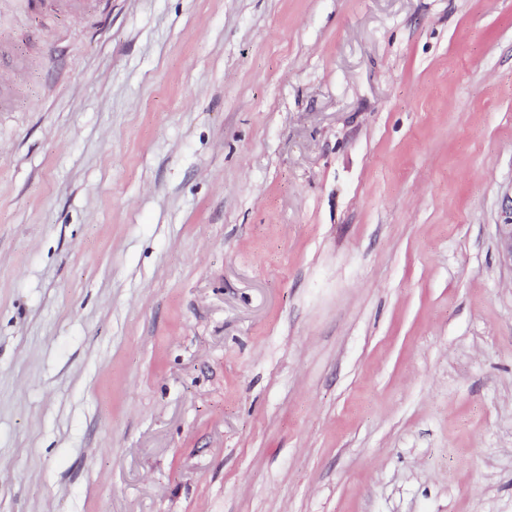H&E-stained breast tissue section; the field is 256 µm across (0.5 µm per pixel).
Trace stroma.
Wrapping results in <instances>:
<instances>
[{
  "instance_id": "obj_1",
  "label": "stroma",
  "mask_w": 512,
  "mask_h": 512,
  "mask_svg": "<svg viewBox=\"0 0 512 512\" xmlns=\"http://www.w3.org/2000/svg\"><path fill=\"white\" fill-rule=\"evenodd\" d=\"M0 49V512H512V0Z\"/></svg>"
}]
</instances>
